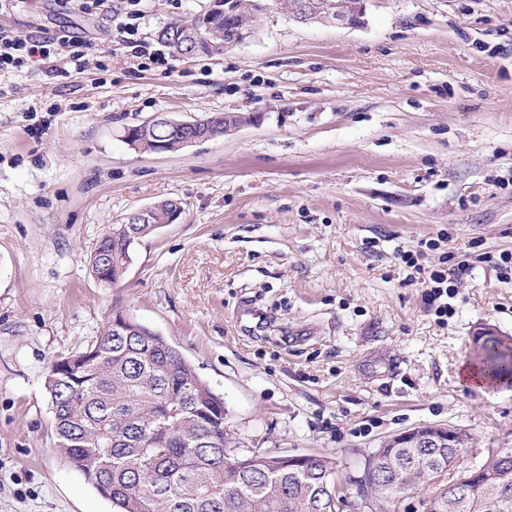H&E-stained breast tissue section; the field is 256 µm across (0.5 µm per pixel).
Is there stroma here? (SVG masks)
I'll list each match as a JSON object with an SVG mask.
<instances>
[{"mask_svg":"<svg viewBox=\"0 0 512 512\" xmlns=\"http://www.w3.org/2000/svg\"><path fill=\"white\" fill-rule=\"evenodd\" d=\"M121 4L0 13L88 46L82 72L36 57L0 77V512H112L56 449L45 377L115 307L223 397L235 446L332 458L345 512H370L366 461L407 429L512 448V387L460 373L479 328L512 336L496 271L512 252V0H367L353 27L272 11L168 72L121 49ZM208 4L142 0L140 31L155 40ZM214 112L248 123L163 155L125 140L158 113ZM168 198L177 223L99 284L102 234ZM400 246L468 265L448 321L406 282Z\"/></svg>","mask_w":512,"mask_h":512,"instance_id":"obj_1","label":"stroma"}]
</instances>
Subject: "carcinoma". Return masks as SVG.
<instances>
[{
	"mask_svg": "<svg viewBox=\"0 0 512 512\" xmlns=\"http://www.w3.org/2000/svg\"><path fill=\"white\" fill-rule=\"evenodd\" d=\"M262 0H224L189 20L157 32L173 57L218 55L236 30L252 22ZM240 116H210L206 138L224 135ZM136 149L150 152L165 142L184 148L182 135L162 124L133 126ZM157 232L152 224H114L89 257L97 280L111 286L129 267L132 246ZM477 359L497 381L512 380V348L502 340L477 349ZM54 413L56 447L93 487L112 502L113 512H336L322 487L334 470L329 457L313 458L317 475L305 477L272 467L270 453L231 450L224 433V400L161 334L115 309L87 347L55 360L45 378ZM414 481L422 470L450 474L432 448H407ZM235 455L238 467H226ZM486 483L465 499L423 498L429 512H512V454H486Z\"/></svg>",
	"mask_w": 512,
	"mask_h": 512,
	"instance_id": "carcinoma-1",
	"label": "carcinoma"
}]
</instances>
